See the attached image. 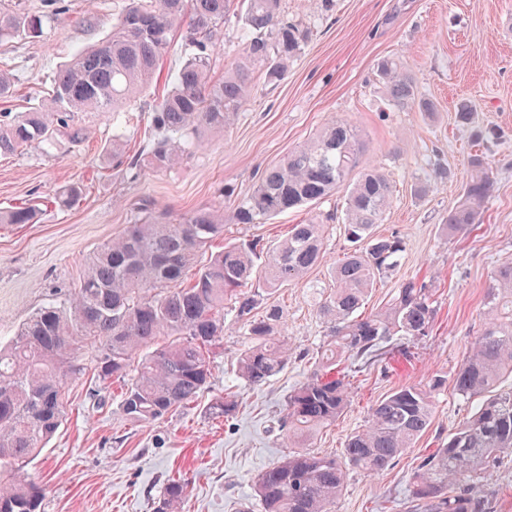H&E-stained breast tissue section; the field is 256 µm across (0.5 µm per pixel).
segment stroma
Returning <instances> with one entry per match:
<instances>
[{"label":"stroma","mask_w":512,"mask_h":512,"mask_svg":"<svg viewBox=\"0 0 512 512\" xmlns=\"http://www.w3.org/2000/svg\"><path fill=\"white\" fill-rule=\"evenodd\" d=\"M124 0H0V6L43 19L38 37L0 40V70L13 76L0 112H23L52 87L61 64L79 48L101 42ZM286 16L310 37L276 84L257 80L230 128L208 132L200 146L168 170L132 175L128 163L148 143L150 115L168 73L184 54L174 41L152 84L130 105L133 120L120 154L112 152V115L78 112L82 142L58 137L54 146L0 156V208L37 203L34 224H0V344L7 343L36 310L68 300L90 254L134 223L140 208L174 220L200 209L224 207V190L244 195L257 177L288 151L311 139L330 120L353 124L364 142L361 166L381 168L393 201L378 236L406 244L398 266L378 282L364 306L387 304L402 280L431 288L436 309L429 336L409 342L410 358L392 356L346 378L350 402L334 425L319 430L313 449L340 452L361 429L370 407L402 385L432 376L453 379L473 347L485 297L500 265L512 260V0H283ZM399 60L413 76L432 112L393 105L376 67ZM470 101L469 123L456 112ZM489 161L494 189L476 224L449 235L445 221L470 176V159ZM442 167L448 179L420 190L425 171ZM82 199L63 208L55 196L72 184ZM343 193L307 208L284 212L268 224H228L226 240L272 243L292 225L327 221L324 258L305 278L271 295L287 316L284 339L291 357L261 385L238 379L236 363L249 339L236 327L212 363L210 388L153 424L128 421L119 384L99 388L92 374L68 380V415L42 455L19 479L45 493V512H155L168 479L187 485L179 512H235L254 493L258 475L290 451L278 419L291 390L310 378L326 328L314 291L327 288L330 268L347 243L337 221ZM237 397L232 418L209 414L213 395ZM471 409L445 387L427 432L415 446L375 476L351 474L336 512H404L412 475L442 446Z\"/></svg>","instance_id":"35a3bbf8"}]
</instances>
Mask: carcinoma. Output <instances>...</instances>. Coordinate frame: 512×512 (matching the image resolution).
<instances>
[{
  "mask_svg": "<svg viewBox=\"0 0 512 512\" xmlns=\"http://www.w3.org/2000/svg\"><path fill=\"white\" fill-rule=\"evenodd\" d=\"M128 0L97 45L74 53L54 78L52 95L0 124V155L39 148L58 129L83 139L69 123L72 112H122L152 81L159 60L181 37L186 57L170 74L171 87L151 113L153 136L145 167L170 169L208 130L232 124L255 87L253 67L265 66V81L276 83L308 40L309 30L282 13V0ZM239 13L245 46L224 77L211 75L210 57L221 26ZM42 19L0 10V40L36 37ZM391 101L400 108L431 112L407 70L394 59L378 65ZM362 142L343 121L328 122L311 140L267 169L251 194L227 188L230 213L200 209L173 223L144 209L119 236L89 258L73 297L63 306L38 309L5 346L0 345V512H42L43 492L32 481L15 480L2 468L20 470L35 461L66 416L64 381L81 373L83 348L94 350V374L105 386L124 382L120 408L127 420L151 424L196 399L208 388L211 354L223 339L224 317L250 337L238 361V375L260 385L288 363L280 339L286 316L268 296L300 280L323 260L324 225L315 219L295 224L288 236L268 245L261 239L224 241V224H264L290 209L346 192L343 233L354 249L331 267L333 289L320 294L318 311L326 340L318 367L344 360L382 362L402 348L396 336L419 338L432 332L435 309L426 285L407 279L385 310L361 312L369 289L390 273L405 251L398 235L375 236L392 204L387 176L376 168L353 178ZM470 178L448 211V232L476 223L491 194L489 163L470 161ZM33 204L0 210V224H33ZM192 278H186L188 272ZM512 375V261L503 263L486 295V312L473 349L453 378L456 394L479 400L448 435V442L423 458L409 485L408 512H493L476 495L512 457V390H498ZM446 381L396 388L370 410L364 428L350 434L341 454L309 451L318 430L334 424L347 407L341 380L311 378L288 396L281 427L299 451L261 473L255 500L261 512H334L349 475L373 476L392 465L431 425L435 395ZM233 396L212 399L208 410L229 418ZM187 484L169 479L156 512H175Z\"/></svg>",
  "mask_w": 512,
  "mask_h": 512,
  "instance_id": "cac0c4a2",
  "label": "carcinoma"
}]
</instances>
